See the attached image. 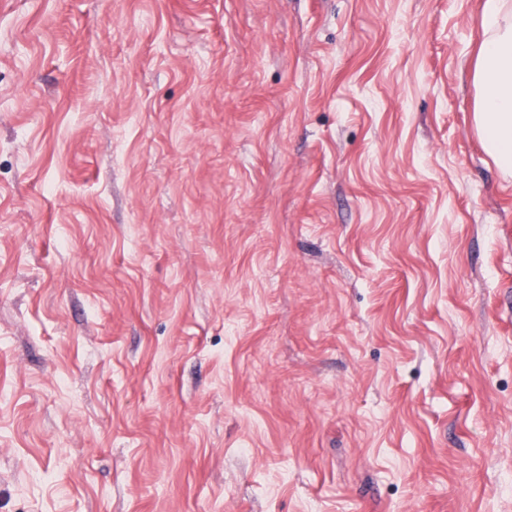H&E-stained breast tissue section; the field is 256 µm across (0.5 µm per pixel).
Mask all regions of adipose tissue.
<instances>
[{"mask_svg": "<svg viewBox=\"0 0 512 512\" xmlns=\"http://www.w3.org/2000/svg\"><path fill=\"white\" fill-rule=\"evenodd\" d=\"M474 64V125L487 152L512 171V0H484Z\"/></svg>", "mask_w": 512, "mask_h": 512, "instance_id": "obj_1", "label": "adipose tissue"}]
</instances>
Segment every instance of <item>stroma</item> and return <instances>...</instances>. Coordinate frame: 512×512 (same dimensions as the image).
<instances>
[{
    "mask_svg": "<svg viewBox=\"0 0 512 512\" xmlns=\"http://www.w3.org/2000/svg\"><path fill=\"white\" fill-rule=\"evenodd\" d=\"M483 0H0V512H512Z\"/></svg>",
    "mask_w": 512,
    "mask_h": 512,
    "instance_id": "obj_1",
    "label": "stroma"
}]
</instances>
